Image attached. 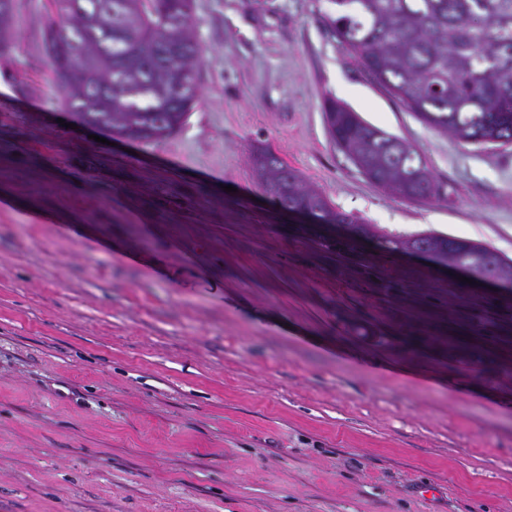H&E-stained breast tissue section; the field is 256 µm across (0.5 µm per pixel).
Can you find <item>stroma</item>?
<instances>
[{"label": "stroma", "mask_w": 512, "mask_h": 512, "mask_svg": "<svg viewBox=\"0 0 512 512\" xmlns=\"http://www.w3.org/2000/svg\"><path fill=\"white\" fill-rule=\"evenodd\" d=\"M330 0H194L199 98L92 140L52 82L51 0L0 48V512H512V288L288 213L271 146L380 233L512 260V146L423 124L333 38ZM405 140L380 188L328 100ZM330 141L371 181L412 201L434 193L426 162L400 137L365 122L357 112L340 102L326 109Z\"/></svg>", "instance_id": "stroma-1"}]
</instances>
